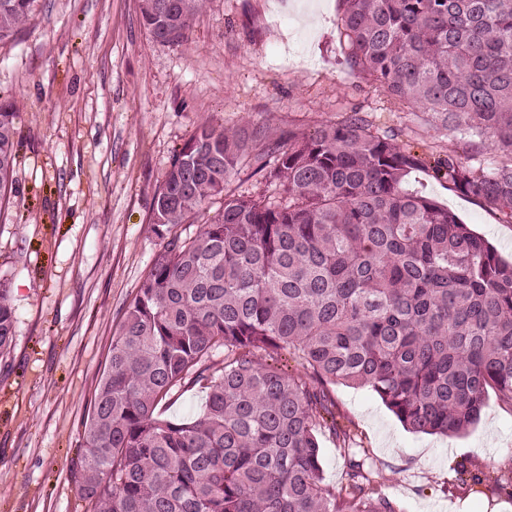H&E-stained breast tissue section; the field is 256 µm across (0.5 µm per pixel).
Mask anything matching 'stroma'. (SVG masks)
Listing matches in <instances>:
<instances>
[{
  "mask_svg": "<svg viewBox=\"0 0 512 512\" xmlns=\"http://www.w3.org/2000/svg\"><path fill=\"white\" fill-rule=\"evenodd\" d=\"M341 0H205L185 36L155 41L139 0H40L0 42V100L17 113L0 280L15 335L0 354V512H87L79 446L114 331L162 240L155 193L197 127L314 131L356 110L427 164L404 186L448 208L512 262V224L449 189L432 162L459 131L353 72ZM336 419L405 512H512L471 473L512 470V408L489 397L460 436L414 434L366 387L331 389Z\"/></svg>",
  "mask_w": 512,
  "mask_h": 512,
  "instance_id": "stroma-1",
  "label": "stroma"
}]
</instances>
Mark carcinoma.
Instances as JSON below:
<instances>
[{"mask_svg":"<svg viewBox=\"0 0 512 512\" xmlns=\"http://www.w3.org/2000/svg\"><path fill=\"white\" fill-rule=\"evenodd\" d=\"M39 0H0V42ZM345 61L395 99L470 135L436 174L512 223V0H343ZM203 0H139L143 26L182 39ZM16 113L0 101V207ZM360 112L267 147L273 194H229L262 131L201 126L156 191L164 239L112 338L84 425L78 493L90 512H404L351 449L323 477L319 431L352 442L330 387H368L413 433L459 435L488 390L512 406V264L455 214L406 191L422 157ZM220 208L192 236L214 200ZM14 311L0 282V351ZM285 350L303 372L261 353ZM224 354L222 365L210 361ZM202 409L161 403L186 383ZM205 397L206 389H202L199 384H187L172 396L165 415L175 420L189 418L199 411Z\"/></svg>","mask_w":512,"mask_h":512,"instance_id":"cac0c4a2","label":"carcinoma"}]
</instances>
